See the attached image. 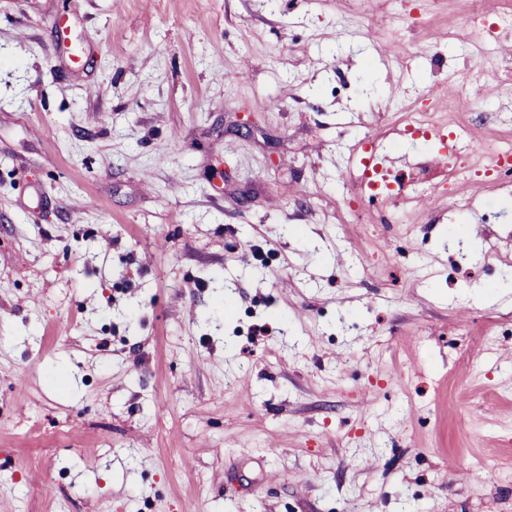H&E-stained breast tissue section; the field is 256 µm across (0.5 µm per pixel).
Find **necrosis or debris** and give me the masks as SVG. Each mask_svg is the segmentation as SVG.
<instances>
[{
	"mask_svg": "<svg viewBox=\"0 0 512 512\" xmlns=\"http://www.w3.org/2000/svg\"><path fill=\"white\" fill-rule=\"evenodd\" d=\"M464 27L473 36L468 48L477 80H501L500 69L493 63L496 47L486 30L484 0H467ZM400 112L398 122L409 134L444 127L472 141L473 149L468 154L442 160L445 176L438 184L431 183L428 177V162L416 159L408 173L396 176L395 188L377 192L384 209L402 215L413 209L415 198L435 190L453 199L464 186L474 182L487 191L512 184V131L501 130L476 139L472 125L458 117L455 101L437 97L430 89L420 95L417 103L401 105Z\"/></svg>",
	"mask_w": 512,
	"mask_h": 512,
	"instance_id": "1",
	"label": "necrosis or debris"
}]
</instances>
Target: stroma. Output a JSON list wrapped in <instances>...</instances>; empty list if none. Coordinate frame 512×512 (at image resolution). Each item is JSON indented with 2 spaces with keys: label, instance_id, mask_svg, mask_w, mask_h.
Instances as JSON below:
<instances>
[{
  "label": "stroma",
  "instance_id": "stroma-1",
  "mask_svg": "<svg viewBox=\"0 0 512 512\" xmlns=\"http://www.w3.org/2000/svg\"><path fill=\"white\" fill-rule=\"evenodd\" d=\"M464 9L0 0V512H512V189L343 192ZM422 2L424 8L421 12V17L413 18L401 8L400 10L392 9V19L398 26L406 27L410 30H415L417 27L424 28L434 15L435 1L422 0Z\"/></svg>",
  "mask_w": 512,
  "mask_h": 512
}]
</instances>
